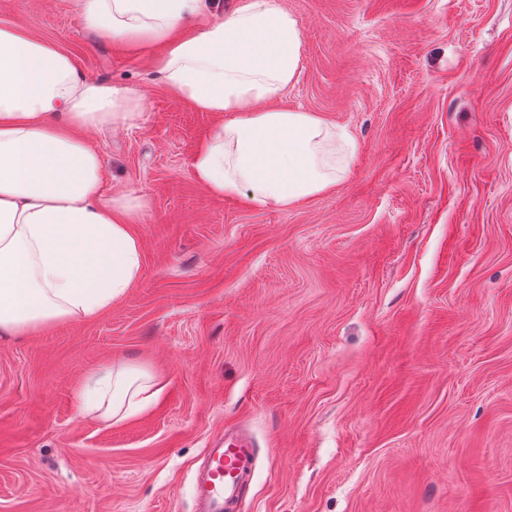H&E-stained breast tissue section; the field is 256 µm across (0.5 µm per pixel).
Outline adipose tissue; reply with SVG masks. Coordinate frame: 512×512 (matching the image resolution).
<instances>
[{
  "mask_svg": "<svg viewBox=\"0 0 512 512\" xmlns=\"http://www.w3.org/2000/svg\"><path fill=\"white\" fill-rule=\"evenodd\" d=\"M77 15L113 41L159 44L166 85L222 122L194 152L192 175L213 196L288 208L343 177L357 141L343 126L276 108L296 81L303 37L276 0H74ZM135 93L81 76L71 57L18 27L0 25V333L94 318L141 278L131 230L145 200L100 190L101 154L81 130L134 124ZM163 391L146 366L89 375L82 416L120 422Z\"/></svg>",
  "mask_w": 512,
  "mask_h": 512,
  "instance_id": "obj_1",
  "label": "adipose tissue"
}]
</instances>
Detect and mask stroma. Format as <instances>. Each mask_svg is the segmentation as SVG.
Wrapping results in <instances>:
<instances>
[{
  "mask_svg": "<svg viewBox=\"0 0 512 512\" xmlns=\"http://www.w3.org/2000/svg\"><path fill=\"white\" fill-rule=\"evenodd\" d=\"M303 57L278 105L357 139L280 209L191 175L220 123L73 0H0L132 126L84 130L102 191L142 197L138 284L94 319L0 335V512H194L213 438L257 462L235 512H512V0H278ZM144 364L140 416L81 417L90 373Z\"/></svg>",
  "mask_w": 512,
  "mask_h": 512,
  "instance_id": "35a3bbf8",
  "label": "stroma"
}]
</instances>
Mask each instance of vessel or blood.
Instances as JSON below:
<instances>
[{"label": "vessel or blood", "mask_w": 512, "mask_h": 512, "mask_svg": "<svg viewBox=\"0 0 512 512\" xmlns=\"http://www.w3.org/2000/svg\"><path fill=\"white\" fill-rule=\"evenodd\" d=\"M254 465V450L247 438L234 435L213 440L194 487L197 512H228Z\"/></svg>", "instance_id": "b4317fda"}]
</instances>
